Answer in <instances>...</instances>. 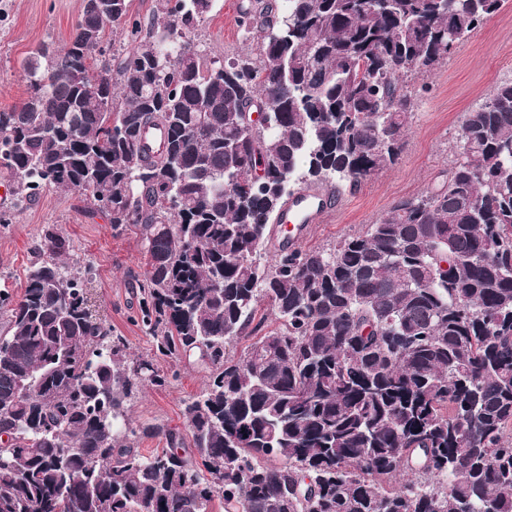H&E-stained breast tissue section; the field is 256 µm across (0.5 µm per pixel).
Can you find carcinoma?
<instances>
[{
  "label": "carcinoma",
  "mask_w": 512,
  "mask_h": 512,
  "mask_svg": "<svg viewBox=\"0 0 512 512\" xmlns=\"http://www.w3.org/2000/svg\"><path fill=\"white\" fill-rule=\"evenodd\" d=\"M132 2L83 0L64 47L23 61L0 224L56 189L136 229L155 356L208 383L184 401L190 444L130 424L168 375L112 335L47 227L22 295L0 288V512H512V81L464 114L441 185L263 260L291 190L397 162L413 80L504 0H250L254 48L227 61L195 44L213 0Z\"/></svg>",
  "instance_id": "1"
}]
</instances>
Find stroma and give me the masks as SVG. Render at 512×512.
<instances>
[{
	"instance_id": "stroma-1",
	"label": "stroma",
	"mask_w": 512,
	"mask_h": 512,
	"mask_svg": "<svg viewBox=\"0 0 512 512\" xmlns=\"http://www.w3.org/2000/svg\"><path fill=\"white\" fill-rule=\"evenodd\" d=\"M242 0H216L198 40L206 53L224 57L249 50L237 25ZM83 0H0V110L27 96L21 61L38 45L63 46L82 13ZM512 79V0L459 46L452 58L424 80L415 117L397 163L345 193L340 210L315 225L305 247H325L374 223L393 204L424 194L456 151V131L465 112L481 105L501 82ZM70 239L75 259L91 263L95 303L114 334L125 337L134 356L150 355V338L138 319L143 254L138 238L116 235L106 217L89 208L84 196L44 191L11 224L0 226V274L9 287L23 288L37 258L45 227ZM170 384L144 387L131 416L138 423H160L184 431L183 402L201 392L207 375L195 359H158Z\"/></svg>"
}]
</instances>
